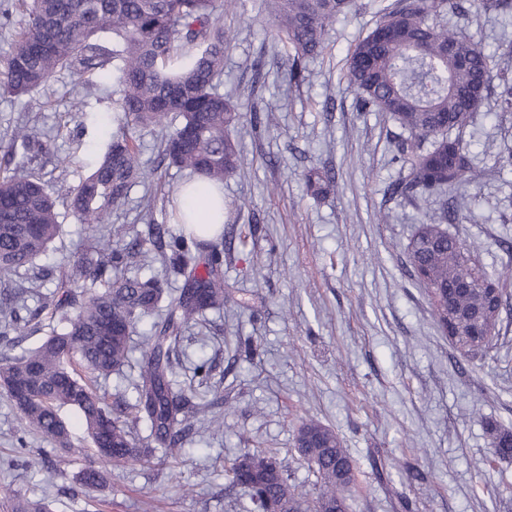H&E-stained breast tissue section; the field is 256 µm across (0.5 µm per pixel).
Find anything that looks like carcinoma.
<instances>
[{"mask_svg": "<svg viewBox=\"0 0 512 512\" xmlns=\"http://www.w3.org/2000/svg\"><path fill=\"white\" fill-rule=\"evenodd\" d=\"M276 36L288 45L289 81L304 63L324 49L336 18L355 0H264ZM232 0H22L28 20L0 61V91L27 96L62 69L83 76H116L115 108L119 130L96 168L69 199L84 224L109 223L108 206L125 203L129 189L145 180L130 130L179 124L164 139L169 164L201 179V189L221 187L242 165L232 131L241 115L217 91L224 73L230 32L220 16ZM512 14V0H398L375 29L350 52L349 84L361 106L388 112L409 132L394 156L400 177L393 193L414 202L431 197L438 212L418 226L406 251L415 280L427 293L448 292L458 336L452 344L466 356L489 352L498 339L499 316H482L488 290L502 295L499 278L480 266L458 237L448 232V198H459L477 177L463 133L485 99L497 93L503 113L512 112V70L500 57L440 24L448 13ZM112 35V47L98 41ZM33 131L14 130L8 152L30 148ZM307 187L315 197L334 187L329 171L310 169ZM56 202L43 184L16 167L0 171V278L34 266L59 235ZM204 240L196 228L171 237L169 263H184ZM204 271L189 270L180 295L153 322L145 337L136 401L129 411L114 409L105 395L73 368L74 360L93 374L110 376L129 362L131 336L138 321L154 314L164 288L156 277L119 273L129 253L99 235L81 262L53 295L57 327L36 348L0 365V391L18 407L27 426L61 447L69 429L59 409L78 413L102 463L147 460L133 429L149 423L157 444L176 448L185 428L206 416L202 407H185L174 387L173 355L185 327L206 311L224 307V279L218 244H210ZM469 284L464 292L459 283ZM82 283V290L72 285ZM18 292L0 299V336L31 334L21 321ZM485 430L495 455L512 459V431L493 420ZM299 453L314 469L319 492L313 498L288 483L272 453L245 454L230 465L231 482L248 490L257 508L272 502L280 512H348L344 491L354 481V466L338 434L314 420L298 429ZM11 512H49L42 499L17 497Z\"/></svg>", "mask_w": 512, "mask_h": 512, "instance_id": "1", "label": "carcinoma"}]
</instances>
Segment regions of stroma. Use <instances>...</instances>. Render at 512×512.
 <instances>
[{"label":"stroma","instance_id":"1","mask_svg":"<svg viewBox=\"0 0 512 512\" xmlns=\"http://www.w3.org/2000/svg\"><path fill=\"white\" fill-rule=\"evenodd\" d=\"M390 2L358 0L355 12L339 17L297 86L262 0H234L224 16L232 41L217 90L242 115L233 137L244 161L224 184L226 301L185 330L175 359L178 388L191 402L210 403L223 432L198 425L182 451L153 446L148 462L103 467L73 412H61L70 448L50 450L39 434L21 433L19 411L0 395V512H11L20 495L47 499L52 512H141L148 496L156 512H255L245 490L230 489L227 468L268 449L289 483L313 496L316 478L296 449L307 419L334 429L360 468L349 512H512V460L494 455L483 426L493 419L512 428V278L496 349L463 356L438 329L405 252L435 205L388 192L406 133L389 114L360 110L346 79L349 51ZM449 24L489 52L512 41L509 19L471 13ZM112 91L101 81L84 91L63 71L31 96L0 95V156L15 128H32L24 167L45 183L60 214L62 231L38 260L49 276L25 299L46 324L55 318L41 297L55 292L89 244L90 228L66 201L112 139ZM76 101L81 111H72ZM268 103L273 121L254 123V111ZM134 135L141 167L162 179L136 184L102 231L114 244L136 240L147 251L155 225L180 233L171 201L190 175L162 162L160 130ZM464 140L481 176L466 184L448 230L487 271H512V167L497 163L512 145V118L486 102ZM312 167L335 173L327 197L308 191ZM148 327L137 326L129 366L99 381L113 404L135 401ZM250 340L259 351L245 350ZM204 361L210 374H194ZM38 453L40 470L25 469ZM90 466L101 468L102 480L79 488L76 477Z\"/></svg>","mask_w":512,"mask_h":512}]
</instances>
